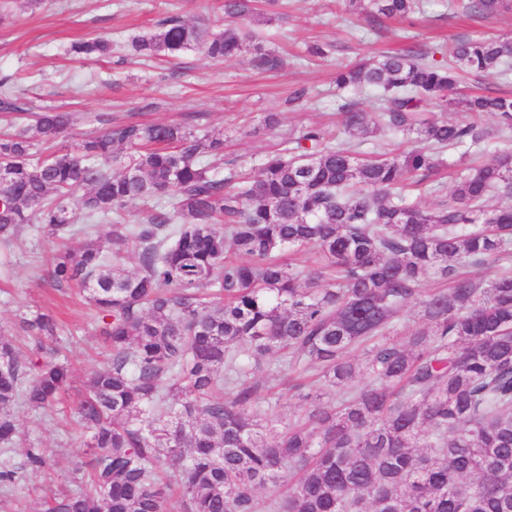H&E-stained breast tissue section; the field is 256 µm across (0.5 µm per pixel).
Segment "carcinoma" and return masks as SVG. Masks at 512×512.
<instances>
[{"mask_svg":"<svg viewBox=\"0 0 512 512\" xmlns=\"http://www.w3.org/2000/svg\"><path fill=\"white\" fill-rule=\"evenodd\" d=\"M265 2L261 12L254 0H224L219 32L172 13L130 50L215 60L250 51L276 69L280 57L251 24L281 19L283 0ZM342 5L374 27L420 10V0ZM455 6L488 16L512 0ZM69 52L108 58L112 41ZM439 53L336 65L338 90L381 91L376 111L343 100V137L317 125L290 132L254 178L219 174L224 134L186 126L97 113L80 142L59 148L73 115L47 108L0 134V241L19 238L33 215L51 238L82 234L52 257L47 280L80 286L112 347L77 409L89 448L72 465L78 489L47 512H174L175 499L180 512H512V275L482 281L457 268L512 261V148L475 161L490 140L483 115L512 140V97L457 92L465 74L512 75V36L450 39ZM424 102L439 111L426 115ZM0 109L28 111L6 80ZM376 133H412L418 145L395 152ZM448 152L457 176L446 199L436 174ZM426 185L438 196L430 207L412 197ZM494 196L509 202L490 208ZM134 201L148 209L133 220ZM285 250L311 252L313 267L280 262ZM131 252L135 273L124 267ZM429 280L450 288L428 291ZM410 302L426 326L397 340ZM19 322L45 359L28 361L0 337L4 454L17 437L8 409L51 411L72 379L49 346L55 318ZM271 355L309 401L283 431L257 419L248 381ZM44 466L37 448L19 466L0 464V492ZM285 473L286 494L257 497Z\"/></svg>","mask_w":512,"mask_h":512,"instance_id":"carcinoma-1","label":"carcinoma"}]
</instances>
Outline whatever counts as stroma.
Listing matches in <instances>:
<instances>
[{"instance_id": "35a3bbf8", "label": "stroma", "mask_w": 512, "mask_h": 512, "mask_svg": "<svg viewBox=\"0 0 512 512\" xmlns=\"http://www.w3.org/2000/svg\"><path fill=\"white\" fill-rule=\"evenodd\" d=\"M169 12L195 21L215 18L220 10L217 0H42L37 6L14 0L0 9V79H10L16 92L36 105L76 113L75 124L64 135L66 143L82 138L88 129L84 118L93 112L111 114L118 122L188 125L199 113L207 129L223 131L225 159L254 171L290 130L316 123L329 136L339 135L337 64L351 65L386 49L426 50L451 37L512 35V13L464 18L448 0H422L421 12L386 21L378 37L368 34L363 18L346 14L339 0H289L285 21L260 28L266 49L284 59L275 72L257 67L248 53L231 62L190 52L145 63L124 51L132 37L150 31ZM96 35L118 43L111 59H68L66 47ZM313 42L334 46L331 58L311 60L307 46ZM296 91L301 99L287 104ZM270 112L279 118L273 128L264 124ZM54 251V242L35 225L20 240L0 243V336L21 340V313L53 314L63 325L59 345L73 370L71 389L59 409L13 408L19 438L12 462L23 463L26 449L35 447L42 449L47 465L28 473L12 503L0 500V512H43L48 493L71 489V463L87 450V437L74 423L76 406L90 373L109 357L89 307L70 287L47 282ZM251 380L258 386V417L284 428L305 414L307 402L283 384L274 359L254 367Z\"/></svg>"}]
</instances>
